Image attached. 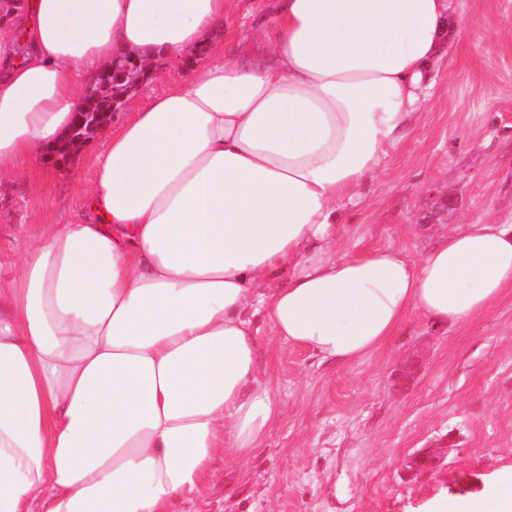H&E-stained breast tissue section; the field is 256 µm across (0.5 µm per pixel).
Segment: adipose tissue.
<instances>
[{
	"label": "adipose tissue",
	"mask_w": 512,
	"mask_h": 512,
	"mask_svg": "<svg viewBox=\"0 0 512 512\" xmlns=\"http://www.w3.org/2000/svg\"><path fill=\"white\" fill-rule=\"evenodd\" d=\"M236 0H0V164L38 186L78 90L127 53L182 59ZM263 48L131 106L64 224L0 277V512H169L217 456L247 462L281 405L255 317L318 362L381 348L512 288V224L329 257L349 203L426 116L456 0H270ZM287 282L272 287L278 274ZM428 512H512V470Z\"/></svg>",
	"instance_id": "1"
}]
</instances>
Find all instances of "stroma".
Returning a JSON list of instances; mask_svg holds the SVG:
<instances>
[{
	"mask_svg": "<svg viewBox=\"0 0 512 512\" xmlns=\"http://www.w3.org/2000/svg\"><path fill=\"white\" fill-rule=\"evenodd\" d=\"M458 5L464 33L437 68L424 121L347 206L331 255L397 244L419 257L443 197L449 224L512 221V0ZM204 59H157L131 102L147 104ZM102 145L97 133L78 157L43 154L35 190L0 171L1 276L22 239L70 218ZM259 342L281 418L245 464L216 459L205 495L176 512H423L512 468V288L462 325L411 312L397 336L346 366L317 363L267 326ZM433 447L440 463L415 469Z\"/></svg>",
	"mask_w": 512,
	"mask_h": 512,
	"instance_id": "obj_1",
	"label": "stroma"
}]
</instances>
